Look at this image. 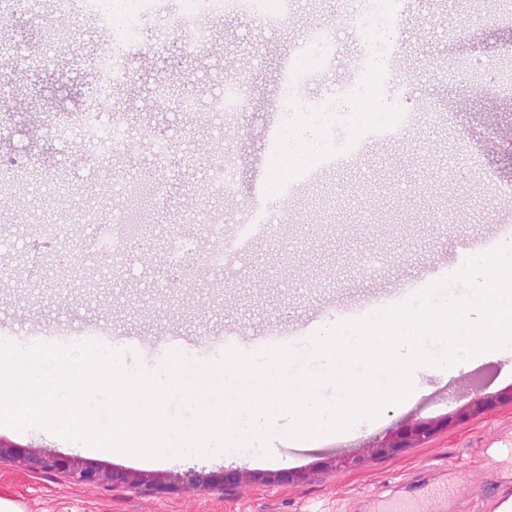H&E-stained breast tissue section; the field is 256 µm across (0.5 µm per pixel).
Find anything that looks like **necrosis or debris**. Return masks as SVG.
<instances>
[{"instance_id": "necrosis-or-debris-1", "label": "necrosis or debris", "mask_w": 512, "mask_h": 512, "mask_svg": "<svg viewBox=\"0 0 512 512\" xmlns=\"http://www.w3.org/2000/svg\"><path fill=\"white\" fill-rule=\"evenodd\" d=\"M153 2L154 0H133L131 8L118 21L113 18L112 0H71V9L78 15L91 18L100 28L109 30L115 26L120 27L126 40L130 41L137 36ZM292 7L293 0H185L174 27L185 48L193 51L209 40V31L202 23L203 18L247 13L277 25L288 17ZM374 19L394 27L400 23L391 0H342L336 14L337 24L345 28H363ZM298 51L305 55L307 63L301 67L289 66L284 71L282 94L287 99L296 96L302 85L316 80L325 63L334 58L336 46L329 27L320 25L310 28L301 40ZM395 54V46H387L374 39L368 41L352 62L351 79L338 85L330 97L312 105V112H335L337 103L354 96L367 79H374L379 87L386 84ZM130 77L131 70L125 51L113 44H104L95 63V88L90 104L77 114L58 118L57 133L63 134L67 142L87 149L98 158H109L119 153L128 143L129 131L119 119H106L105 112L113 88ZM412 120V113L403 110L399 113L398 125L380 128L367 124L360 127L354 136L336 142L333 148L309 168L305 174L306 179L310 180L334 170L342 158L358 157L365 140L374 136H393L399 126L408 125ZM132 184V179L125 177L119 176L113 180V196L124 201L121 220L116 224L108 219L102 222L104 233L99 240V249L111 254L112 266L116 269L122 268L135 232H138L140 223H143L145 213L154 207L158 199V194L154 191L145 198L135 197ZM295 193L293 182L280 183L272 212L259 215L256 222L239 225L234 236H225L223 225H214L217 245L206 254L207 265L212 268L223 267L225 260L236 254L246 242L270 235L274 229L275 216L287 213Z\"/></svg>"}]
</instances>
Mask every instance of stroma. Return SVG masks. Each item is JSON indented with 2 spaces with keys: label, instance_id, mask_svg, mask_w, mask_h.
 <instances>
[{
  "label": "stroma",
  "instance_id": "stroma-1",
  "mask_svg": "<svg viewBox=\"0 0 512 512\" xmlns=\"http://www.w3.org/2000/svg\"><path fill=\"white\" fill-rule=\"evenodd\" d=\"M184 0H161L162 13L147 18L137 43L128 45L132 78L118 85L110 111L129 130L120 155L92 158L83 148L56 140L58 117L87 100L94 64L107 32L87 18H69L72 39L61 52H49L35 30L45 22L27 8L0 20V77L17 98L0 99V158L18 159L36 174L19 200L0 203V240L23 238L19 254L0 250V266L22 269L21 278L0 281V319L21 316L51 329L59 321L80 327H111L115 343L140 337L147 346L131 352L128 368L153 370L169 357L170 341L194 357H224L229 333L251 339L293 325L309 331L315 311L359 306L377 296L407 295L423 288L427 270L473 245H484L492 220L512 222V88L474 91L459 61L476 63L497 54L512 56V19L493 0H430L404 17L399 28L394 73L415 74L406 103L416 120L387 139L364 145L361 155L335 172L297 189L290 214L276 224L278 248L254 240L221 270L199 267L189 282L170 273L165 243L180 215L199 211L189 230L199 251L214 245L212 224L228 210L251 208L252 187L269 171L268 130L283 121L280 77L294 44L311 27H333L335 61L318 83L301 89L293 107L302 112L348 77L353 46L372 39L370 30L336 28V0H294L293 12L277 28H257L253 18L211 19L209 42L186 52L177 34L156 49L159 26L171 22ZM248 71L251 83L234 113L212 111L224 81ZM190 87L197 98L194 118L156 106L159 85ZM179 141L184 154L199 158L185 165L170 159L163 198L149 216L146 231L155 240L146 256L129 253L122 271L99 280L57 287L54 267L24 270L29 251L43 247L39 226L47 215V183L61 171L71 180L70 203L83 219L81 234H67L63 253L108 267L111 256L97 253L98 224L109 204L107 175H130L151 163L153 138ZM231 154L237 164V194L213 184L210 159ZM512 388V353L497 354L449 374L421 376L403 404L385 408L344 442L325 438L308 445L282 443L241 458L221 454L174 456L147 461L123 453L96 454L71 447L65 439L36 429L0 425V446L77 458L102 471L179 478L176 490L146 491L125 483H81L59 471L32 472L16 459L0 457V498L20 502L25 512H379L401 498L402 475L419 482L420 512H438V492L454 487L461 512H483L496 482L512 476V401L471 415L483 396ZM448 425L428 440L394 455H381L356 469H335L339 454L359 455L400 429L430 421ZM246 469L261 476L281 470L304 473V480L266 485L195 487L189 472L216 474Z\"/></svg>",
  "mask_w": 512,
  "mask_h": 512
}]
</instances>
